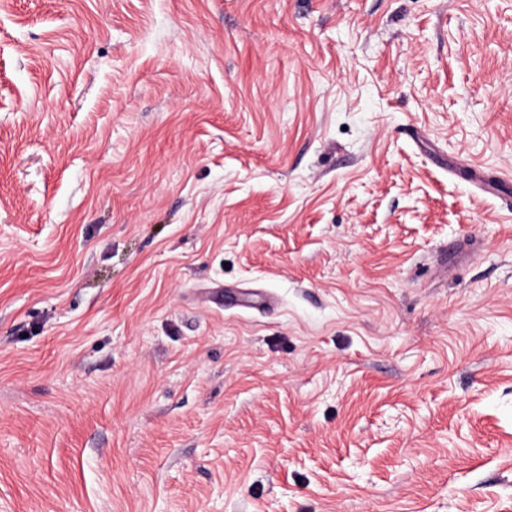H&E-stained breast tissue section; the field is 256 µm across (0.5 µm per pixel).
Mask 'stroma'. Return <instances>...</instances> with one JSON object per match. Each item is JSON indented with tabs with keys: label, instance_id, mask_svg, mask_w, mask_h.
<instances>
[{
	"label": "stroma",
	"instance_id": "35a3bbf8",
	"mask_svg": "<svg viewBox=\"0 0 512 512\" xmlns=\"http://www.w3.org/2000/svg\"><path fill=\"white\" fill-rule=\"evenodd\" d=\"M512 0H0V512H512Z\"/></svg>",
	"mask_w": 512,
	"mask_h": 512
}]
</instances>
